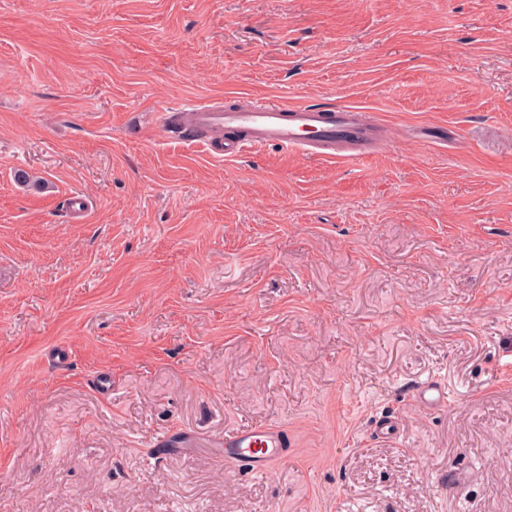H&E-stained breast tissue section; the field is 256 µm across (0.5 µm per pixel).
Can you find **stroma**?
Segmentation results:
<instances>
[{
    "mask_svg": "<svg viewBox=\"0 0 512 512\" xmlns=\"http://www.w3.org/2000/svg\"><path fill=\"white\" fill-rule=\"evenodd\" d=\"M244 97L387 137L161 130ZM264 424L269 474L206 445ZM0 512H512V0H0ZM194 124L206 132L204 145L224 143V157L233 158L247 148L275 146L303 155L326 159L353 160L371 153L380 143L385 128L367 122L357 108L268 101L251 98L234 108L211 103H188L180 107ZM240 132L241 137L227 136ZM413 397L422 407L446 408L448 406V387L441 379L431 378L414 388ZM401 433L399 419L393 414L379 417L372 427V435L377 439L393 441L398 439Z\"/></svg>",
    "mask_w": 512,
    "mask_h": 512,
    "instance_id": "35a3bbf8",
    "label": "stroma"
}]
</instances>
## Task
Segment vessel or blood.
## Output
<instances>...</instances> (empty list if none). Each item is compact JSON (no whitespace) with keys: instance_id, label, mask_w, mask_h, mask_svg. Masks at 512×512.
<instances>
[{"instance_id":"1","label":"vessel or blood","mask_w":512,"mask_h":512,"mask_svg":"<svg viewBox=\"0 0 512 512\" xmlns=\"http://www.w3.org/2000/svg\"><path fill=\"white\" fill-rule=\"evenodd\" d=\"M184 110L205 131V146L223 143L228 158L248 148L274 146L329 160H353L371 153L385 133L382 125L367 122L359 109L347 106L327 109L252 98L234 108L188 103ZM413 397L422 407L442 409L448 405V388L441 379L432 378L416 386ZM372 433L381 440H396L401 433L400 422L395 415H383L376 420ZM210 446L239 472L260 474L287 458L288 433L272 424L233 429L212 439Z\"/></svg>"}]
</instances>
